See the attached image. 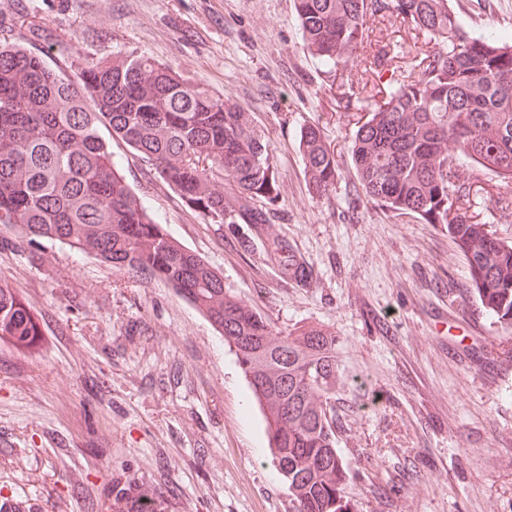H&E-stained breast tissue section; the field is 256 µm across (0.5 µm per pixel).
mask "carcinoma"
<instances>
[{
  "mask_svg": "<svg viewBox=\"0 0 512 512\" xmlns=\"http://www.w3.org/2000/svg\"><path fill=\"white\" fill-rule=\"evenodd\" d=\"M304 46L332 74L369 37L367 19L408 24L433 44L354 132L350 153L368 201L437 224L457 245L474 293L512 335V240L467 215L459 168L474 164L512 183V36L476 38L448 0H293ZM139 153L210 224H269L280 196L277 164L252 113L143 55L91 62L72 78L45 55L0 44V224L65 242L131 274L166 283L201 310L235 351L266 407L273 459L294 512H352L347 471L327 417L336 339L323 329L277 336L224 278L179 244L125 183L101 129ZM298 148L310 191L339 177L316 125ZM40 336L29 304L0 287V339L28 349ZM108 512H168L130 484Z\"/></svg>",
  "mask_w": 512,
  "mask_h": 512,
  "instance_id": "obj_1",
  "label": "carcinoma"
}]
</instances>
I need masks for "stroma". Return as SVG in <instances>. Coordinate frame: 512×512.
<instances>
[{
  "mask_svg": "<svg viewBox=\"0 0 512 512\" xmlns=\"http://www.w3.org/2000/svg\"><path fill=\"white\" fill-rule=\"evenodd\" d=\"M449 7L471 36L512 35V0ZM368 26L332 76L304 48L293 0H0V44L30 42L67 74L135 53L252 112L280 172L269 224L206 223L136 152L118 140L112 151L155 218L276 335L335 336L327 413L354 512H512V338L447 233L354 190L357 123L415 51L404 24ZM308 124L339 166L324 199L298 150ZM461 180L471 213L512 240V184L468 164ZM0 286L42 332L27 351L0 341V495L34 512H103L131 480L170 512H292L234 351L172 288L6 228Z\"/></svg>",
  "mask_w": 512,
  "mask_h": 512,
  "instance_id": "obj_1",
  "label": "stroma"
}]
</instances>
